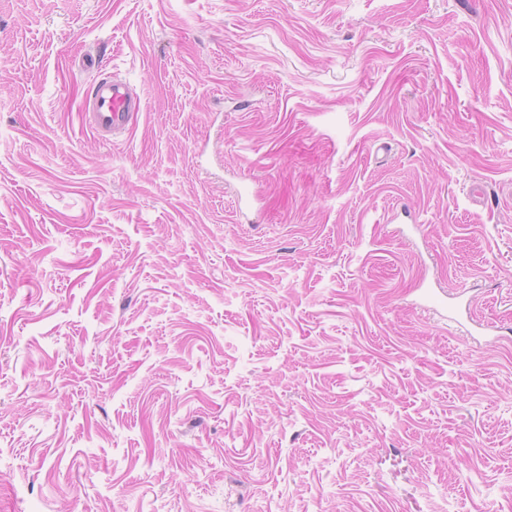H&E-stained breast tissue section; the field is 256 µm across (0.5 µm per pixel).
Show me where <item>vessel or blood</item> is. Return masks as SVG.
Returning a JSON list of instances; mask_svg holds the SVG:
<instances>
[{"label":"vessel or blood","instance_id":"1","mask_svg":"<svg viewBox=\"0 0 512 512\" xmlns=\"http://www.w3.org/2000/svg\"><path fill=\"white\" fill-rule=\"evenodd\" d=\"M139 109L140 103L130 86L108 77L92 86L83 114L92 128L113 133L126 129L132 113Z\"/></svg>","mask_w":512,"mask_h":512}]
</instances>
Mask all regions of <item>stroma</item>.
<instances>
[{"instance_id":"35a3bbf8","label":"stroma","mask_w":512,"mask_h":512,"mask_svg":"<svg viewBox=\"0 0 512 512\" xmlns=\"http://www.w3.org/2000/svg\"><path fill=\"white\" fill-rule=\"evenodd\" d=\"M1 54L0 512H512V0H0ZM140 103L130 86L112 77L94 84L83 108L88 124L103 133H114L128 126Z\"/></svg>"}]
</instances>
